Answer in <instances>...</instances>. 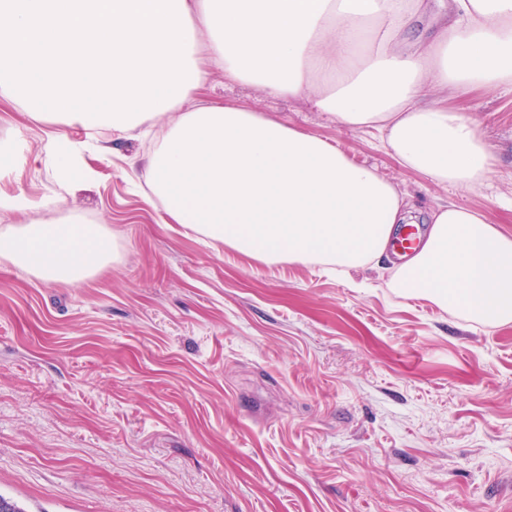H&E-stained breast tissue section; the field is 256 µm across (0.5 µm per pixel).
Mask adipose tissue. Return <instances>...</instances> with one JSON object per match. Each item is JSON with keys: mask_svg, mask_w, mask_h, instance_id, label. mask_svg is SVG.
<instances>
[{"mask_svg": "<svg viewBox=\"0 0 512 512\" xmlns=\"http://www.w3.org/2000/svg\"><path fill=\"white\" fill-rule=\"evenodd\" d=\"M429 0H0V101L49 133L26 158L0 137V182L27 161L59 184L90 181L106 130L171 115L143 178L177 224L264 263L337 272L388 256L396 225L423 223L390 288L487 327L512 323V234L468 207L414 215L409 199L336 144L256 111L202 104L212 70L281 97L308 98L338 127L377 132L398 164L455 186L482 182L493 155L449 110L465 87L512 85V0H448L425 35ZM101 224H11L0 263L77 283L110 263Z\"/></svg>", "mask_w": 512, "mask_h": 512, "instance_id": "adipose-tissue-1", "label": "adipose tissue"}]
</instances>
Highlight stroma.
Here are the masks:
<instances>
[{"label":"stroma","instance_id":"obj_1","mask_svg":"<svg viewBox=\"0 0 512 512\" xmlns=\"http://www.w3.org/2000/svg\"><path fill=\"white\" fill-rule=\"evenodd\" d=\"M207 100L336 140L428 209L512 233V89L449 97L496 157L472 187L401 168L373 131L308 100L225 81ZM92 181L28 166L10 190L106 225L117 258L83 282L0 264V494L26 512H512V324L485 327L387 286L389 261L337 274L255 261L170 223L113 138Z\"/></svg>","mask_w":512,"mask_h":512}]
</instances>
